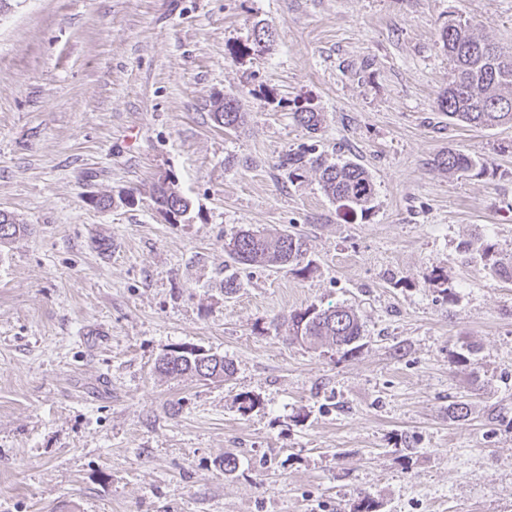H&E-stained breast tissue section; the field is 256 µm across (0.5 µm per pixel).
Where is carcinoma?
I'll list each match as a JSON object with an SVG mask.
<instances>
[{"instance_id": "carcinoma-1", "label": "carcinoma", "mask_w": 512, "mask_h": 512, "mask_svg": "<svg viewBox=\"0 0 512 512\" xmlns=\"http://www.w3.org/2000/svg\"><path fill=\"white\" fill-rule=\"evenodd\" d=\"M440 41L453 63L448 87L438 96L437 105L448 119L465 126L489 128L512 123V49L500 47L476 37L471 20L455 17L442 27ZM214 118L225 128L243 124L245 113L237 96L226 95L215 102ZM296 121L309 132L319 129L321 119L317 112L305 110L295 113ZM439 165L450 173L482 176L490 167L488 162L475 159L455 149H448L439 159ZM281 166L300 171L314 169L320 172V182L326 196L337 207L349 214L367 212L376 196L375 184L368 171L354 161L326 163L319 155L307 150L289 153ZM152 202L156 210L171 216L170 223L186 216L190 201L174 181H156L152 186ZM25 231L15 218L0 214V244ZM305 239L296 232L239 230L224 241V254L231 266H277L303 274L309 270ZM464 252L477 253L495 275L512 280V264L499 257L495 245L482 240L467 244ZM289 333L292 340L311 347L334 346L348 354L363 336V325L350 307L336 305L319 308L307 306L290 315ZM214 364L203 368L196 357L186 351H173L158 360V369L172 377L187 374L205 380L221 382L233 373V364L222 356L213 358Z\"/></svg>"}]
</instances>
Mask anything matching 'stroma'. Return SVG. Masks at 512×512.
<instances>
[{"label":"stroma","instance_id":"1","mask_svg":"<svg viewBox=\"0 0 512 512\" xmlns=\"http://www.w3.org/2000/svg\"><path fill=\"white\" fill-rule=\"evenodd\" d=\"M458 15L512 46V0L0 14V210L28 227L0 245V512H353L365 496L377 512H512V282L463 251L512 255V125L437 108ZM233 94L246 118L227 130L213 104ZM303 148L364 166L372 209L346 216L318 173L289 176L280 160ZM451 148L489 174L448 173ZM165 174L192 204L183 223L150 198ZM241 228L301 233L311 271L241 269L226 293ZM312 304L354 308L359 348L273 327ZM180 347L233 375L156 371Z\"/></svg>","mask_w":512,"mask_h":512}]
</instances>
